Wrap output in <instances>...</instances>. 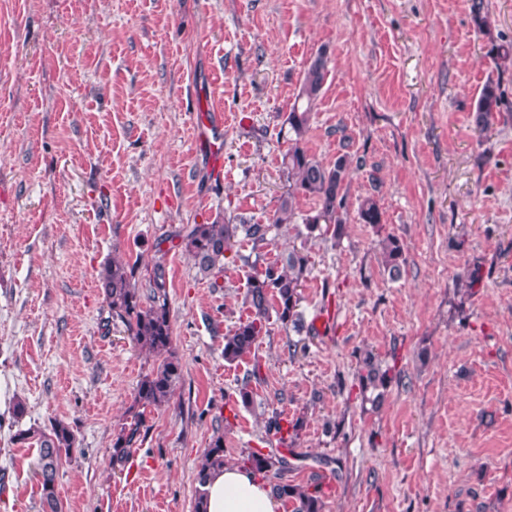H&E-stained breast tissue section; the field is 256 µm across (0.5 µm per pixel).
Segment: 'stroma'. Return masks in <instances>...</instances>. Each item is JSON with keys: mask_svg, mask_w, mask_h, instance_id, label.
Listing matches in <instances>:
<instances>
[{"mask_svg": "<svg viewBox=\"0 0 512 512\" xmlns=\"http://www.w3.org/2000/svg\"><path fill=\"white\" fill-rule=\"evenodd\" d=\"M485 2L488 36L470 0H0V512H41L38 451L18 431L73 430L64 512H194L215 434L240 464L276 412L303 419L296 452L327 461L289 475L329 479L323 512H512V67L494 63L512 0ZM320 51L305 146L353 158L346 231L308 242L283 225L261 255L309 250L301 310L331 326L271 323L230 364L247 267L215 289L155 244L184 224L270 223L286 117ZM490 80L504 107L481 140L472 109ZM209 105L224 113L217 159L194 131ZM367 198L382 230L359 218ZM385 233L405 246L396 281ZM115 256L164 262L184 371L121 465L112 443L153 360L109 316L97 273ZM473 269L479 287L459 293ZM367 349L394 375L377 409L359 384Z\"/></svg>", "mask_w": 512, "mask_h": 512, "instance_id": "obj_1", "label": "stroma"}]
</instances>
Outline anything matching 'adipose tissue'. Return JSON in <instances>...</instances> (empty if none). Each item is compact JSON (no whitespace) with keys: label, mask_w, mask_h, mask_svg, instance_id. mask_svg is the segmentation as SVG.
Wrapping results in <instances>:
<instances>
[{"label":"adipose tissue","mask_w":512,"mask_h":512,"mask_svg":"<svg viewBox=\"0 0 512 512\" xmlns=\"http://www.w3.org/2000/svg\"><path fill=\"white\" fill-rule=\"evenodd\" d=\"M204 492L206 512H278L279 508L270 487L237 466L212 470Z\"/></svg>","instance_id":"adipose-tissue-1"}]
</instances>
